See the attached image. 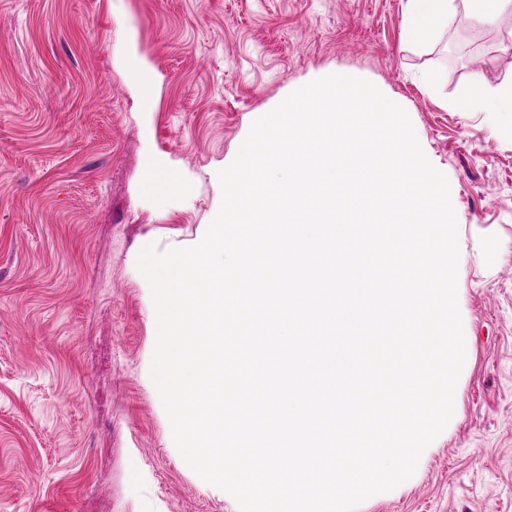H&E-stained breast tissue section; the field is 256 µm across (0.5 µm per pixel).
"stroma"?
Listing matches in <instances>:
<instances>
[{
    "label": "stroma",
    "mask_w": 512,
    "mask_h": 512,
    "mask_svg": "<svg viewBox=\"0 0 512 512\" xmlns=\"http://www.w3.org/2000/svg\"><path fill=\"white\" fill-rule=\"evenodd\" d=\"M405 4L0 0V512H239L169 438L136 260L197 244L256 117L333 72L399 98L449 181L466 340L449 423L356 512H512V115L452 106L512 75V16L412 50Z\"/></svg>",
    "instance_id": "35a3bbf8"
}]
</instances>
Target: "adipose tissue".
<instances>
[{
    "mask_svg": "<svg viewBox=\"0 0 512 512\" xmlns=\"http://www.w3.org/2000/svg\"><path fill=\"white\" fill-rule=\"evenodd\" d=\"M508 12L512 13V0H407L404 39L413 48L425 49L449 29L456 15H464L471 27L483 28ZM454 104L463 110L512 113V77L495 86L473 79L461 89Z\"/></svg>",
    "mask_w": 512,
    "mask_h": 512,
    "instance_id": "1",
    "label": "adipose tissue"
}]
</instances>
